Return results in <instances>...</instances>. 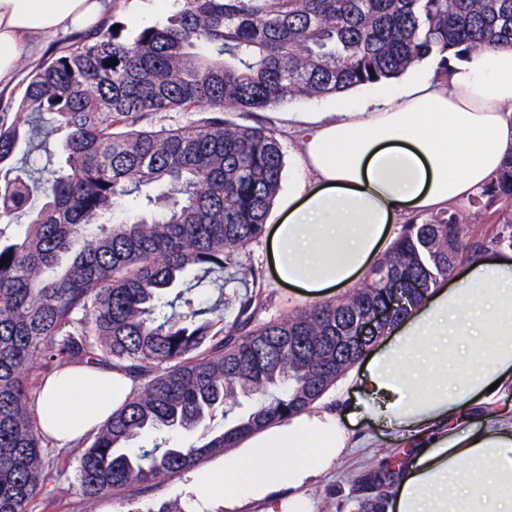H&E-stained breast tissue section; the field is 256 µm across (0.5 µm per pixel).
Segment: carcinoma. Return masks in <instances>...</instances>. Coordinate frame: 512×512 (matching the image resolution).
<instances>
[{"label": "carcinoma", "instance_id": "1", "mask_svg": "<svg viewBox=\"0 0 512 512\" xmlns=\"http://www.w3.org/2000/svg\"><path fill=\"white\" fill-rule=\"evenodd\" d=\"M120 29H114V26ZM119 20L52 52L31 72L19 113H0V512L31 506L63 475L36 423L35 372L80 361L137 381L124 406L80 442V494L146 488L188 472L244 435L312 406L363 355L360 316L405 311L459 262L489 248L464 216L501 225L512 247V156L476 194L414 213L364 282L258 323L259 271L224 324L222 303L165 299L192 272L222 273L261 240L281 185L275 128L226 112H267L292 99L336 96L450 62L490 45L512 47V0H174L161 25L125 34ZM118 64H111V60ZM188 115L171 120V113ZM54 116L62 165L38 169L18 153ZM392 274L421 282L396 294ZM239 395L256 403L200 445L135 454L146 431H191ZM396 471L360 474L354 512H384Z\"/></svg>", "mask_w": 512, "mask_h": 512}]
</instances>
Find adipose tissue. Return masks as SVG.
<instances>
[{
  "label": "adipose tissue",
  "mask_w": 512,
  "mask_h": 512,
  "mask_svg": "<svg viewBox=\"0 0 512 512\" xmlns=\"http://www.w3.org/2000/svg\"><path fill=\"white\" fill-rule=\"evenodd\" d=\"M103 0H0V80L29 40L99 25ZM512 47L459 61L449 83L420 74L398 101L298 122L311 178L282 203L265 243L278 284L328 297L367 275L404 217L478 191L512 156ZM118 370L67 363L42 379L34 413L57 447L95 431L131 396ZM512 248L466 262L386 329L329 401L275 421L192 475L190 512H234L287 491L281 512H312L302 490L359 447L364 419L401 460L386 512H512Z\"/></svg>",
  "instance_id": "adipose-tissue-1"
}]
</instances>
